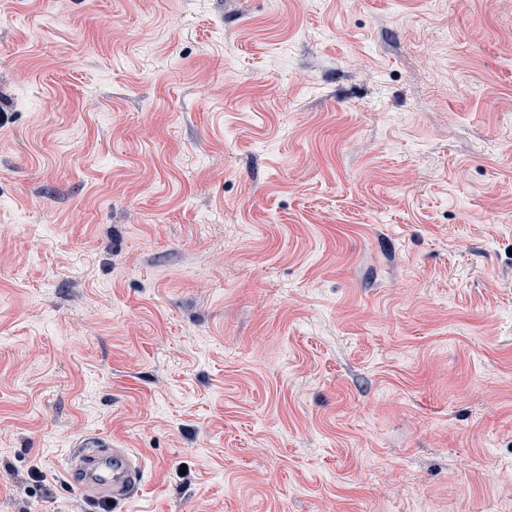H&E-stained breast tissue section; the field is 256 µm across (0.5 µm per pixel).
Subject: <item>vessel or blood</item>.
I'll return each instance as SVG.
<instances>
[{"label": "vessel or blood", "instance_id": "b4317fda", "mask_svg": "<svg viewBox=\"0 0 512 512\" xmlns=\"http://www.w3.org/2000/svg\"><path fill=\"white\" fill-rule=\"evenodd\" d=\"M67 471L85 496L96 503H117L136 494L142 484V462L127 448L91 436L71 449Z\"/></svg>", "mask_w": 512, "mask_h": 512}]
</instances>
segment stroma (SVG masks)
<instances>
[{
  "label": "stroma",
  "instance_id": "obj_1",
  "mask_svg": "<svg viewBox=\"0 0 512 512\" xmlns=\"http://www.w3.org/2000/svg\"><path fill=\"white\" fill-rule=\"evenodd\" d=\"M0 114V512H512V0H0ZM67 471L85 496L95 503L129 499L142 484V462L128 448H114L100 437L90 436L72 448Z\"/></svg>",
  "mask_w": 512,
  "mask_h": 512
}]
</instances>
